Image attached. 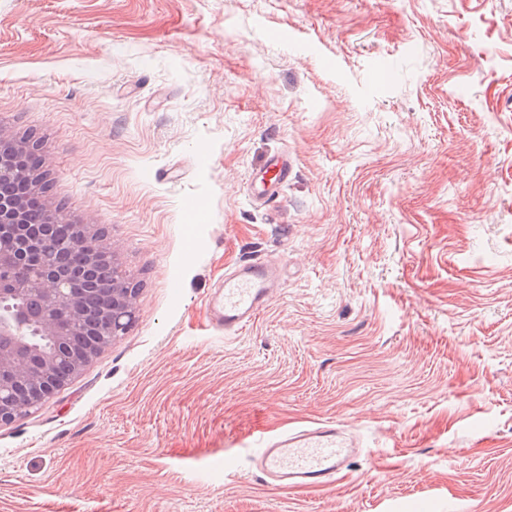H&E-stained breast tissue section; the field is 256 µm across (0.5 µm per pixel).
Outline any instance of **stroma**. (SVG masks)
<instances>
[{
	"label": "stroma",
	"mask_w": 512,
	"mask_h": 512,
	"mask_svg": "<svg viewBox=\"0 0 512 512\" xmlns=\"http://www.w3.org/2000/svg\"><path fill=\"white\" fill-rule=\"evenodd\" d=\"M0 128L138 286L0 427V512H512V0H0ZM253 258L279 288L213 326ZM326 420L333 485L255 468ZM291 162L288 156L273 161L259 178V194L272 196L278 187L288 179ZM278 279L277 269L265 261L238 265L224 275L222 291L208 308L224 331L241 329L263 308Z\"/></svg>",
	"instance_id": "stroma-1"
}]
</instances>
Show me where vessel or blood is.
I'll use <instances>...</instances> for the list:
<instances>
[{"label":"vessel or blood","instance_id":"vessel-or-blood-1","mask_svg":"<svg viewBox=\"0 0 512 512\" xmlns=\"http://www.w3.org/2000/svg\"><path fill=\"white\" fill-rule=\"evenodd\" d=\"M291 163L273 161L259 179V192L273 195L287 180ZM277 269L261 260L238 265L225 275L222 291L211 304L219 325L233 330L247 326L263 308L277 284ZM259 468L285 487H323L335 482L358 455L360 445L333 421L320 422L274 437L255 435Z\"/></svg>","mask_w":512,"mask_h":512}]
</instances>
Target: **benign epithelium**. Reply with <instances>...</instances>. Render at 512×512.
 Instances as JSON below:
<instances>
[{
	"instance_id": "obj_1",
	"label": "benign epithelium",
	"mask_w": 512,
	"mask_h": 512,
	"mask_svg": "<svg viewBox=\"0 0 512 512\" xmlns=\"http://www.w3.org/2000/svg\"><path fill=\"white\" fill-rule=\"evenodd\" d=\"M27 149V144L0 131V303H5L0 307V426L42 407L64 388L58 383L62 372L81 373L128 332L135 318V295L125 290L115 253L102 248L99 254L112 269L116 290L112 308L103 311L100 321L110 324L112 333L97 337L82 351L74 348L72 338L92 331V326L85 319L83 300L72 287L71 274L64 270L62 251L88 248L92 238L85 225L76 224L70 244L57 245L50 230L61 218L48 206V223L38 233L29 231L28 201L39 196V186L28 185L24 194L12 190L22 174L20 155ZM33 328L52 340L51 349L42 350L27 340ZM24 383L37 391L21 396Z\"/></svg>"
}]
</instances>
